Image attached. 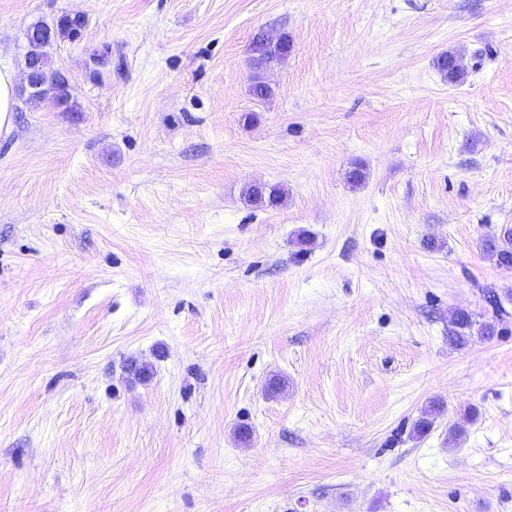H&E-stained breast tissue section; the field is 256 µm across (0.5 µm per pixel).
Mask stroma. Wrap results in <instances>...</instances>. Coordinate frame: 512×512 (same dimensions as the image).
I'll use <instances>...</instances> for the list:
<instances>
[{
  "label": "stroma",
  "mask_w": 512,
  "mask_h": 512,
  "mask_svg": "<svg viewBox=\"0 0 512 512\" xmlns=\"http://www.w3.org/2000/svg\"><path fill=\"white\" fill-rule=\"evenodd\" d=\"M70 12L77 111L0 136V512H512V0H0V70ZM290 49L291 45L288 36H282V43L277 49L270 51H266L263 47L260 49V55L255 58V62L253 63L254 69L258 70L255 72L251 84V92L254 97L259 100H265L273 95V90L266 84L261 71L285 60L290 53ZM489 256L495 259L497 266L506 272H512V228H504L498 238L485 243ZM448 336L458 347H465L472 338L473 320L471 314L463 309H454L449 312Z\"/></svg>",
  "instance_id": "35a3bbf8"
}]
</instances>
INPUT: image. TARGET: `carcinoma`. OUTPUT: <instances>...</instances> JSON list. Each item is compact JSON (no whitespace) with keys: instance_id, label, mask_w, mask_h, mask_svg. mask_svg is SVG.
I'll return each instance as SVG.
<instances>
[{"instance_id":"obj_1","label":"carcinoma","mask_w":512,"mask_h":512,"mask_svg":"<svg viewBox=\"0 0 512 512\" xmlns=\"http://www.w3.org/2000/svg\"><path fill=\"white\" fill-rule=\"evenodd\" d=\"M82 26V15L77 13H65L58 17L50 25L42 22L33 24L28 32L35 35L40 45L32 54L25 55L29 65L34 68L38 82L42 88L36 90L27 102L37 106L43 99L44 93L53 90L57 85L63 83L65 74L59 70L48 68V49L59 39L73 38L77 35L79 27ZM291 45L288 37H282V43L278 48L267 51L260 49V55L253 63L256 69L252 78L251 92L259 100H265L273 95V90L266 84L261 71L279 63L288 57ZM454 55L451 53L440 56L437 61V68L445 73L451 83H460L464 80L465 72L459 71L452 66ZM284 192L279 187H272L268 190H252L249 193V201L267 206H278L283 202ZM489 256L495 259L497 266L506 272H512V228H505L499 237L490 239L485 243ZM448 336L458 347H465L472 338L473 320L471 314L463 309H454L449 312ZM440 405L434 403L424 410L422 416L414 424V434L421 437L426 434L434 423V418L439 411Z\"/></svg>"}]
</instances>
